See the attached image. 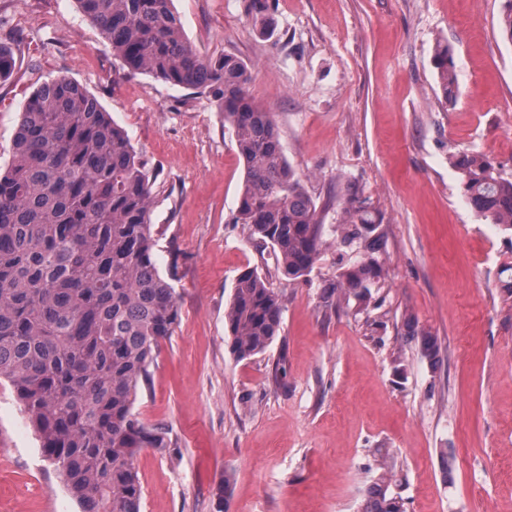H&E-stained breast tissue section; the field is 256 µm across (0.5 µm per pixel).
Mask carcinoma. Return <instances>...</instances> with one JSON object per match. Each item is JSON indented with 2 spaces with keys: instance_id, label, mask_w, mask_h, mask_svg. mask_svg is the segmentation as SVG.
Masks as SVG:
<instances>
[{
  "instance_id": "cac0c4a2",
  "label": "carcinoma",
  "mask_w": 512,
  "mask_h": 512,
  "mask_svg": "<svg viewBox=\"0 0 512 512\" xmlns=\"http://www.w3.org/2000/svg\"><path fill=\"white\" fill-rule=\"evenodd\" d=\"M76 2L130 70L212 94L244 166L237 222L277 253L284 277H307L321 246L317 206L284 154L272 114L248 94L247 63L203 57L173 0ZM499 25L512 43V0H504ZM434 65L451 104L457 79L448 46L437 45ZM14 67L0 44L1 82ZM451 164L472 209L512 230V179L479 151L454 154ZM151 202L149 171L92 95L65 77L31 93L12 163L0 172V380L11 383L82 512H141L134 460L145 448L172 447L169 433L145 425L135 409L180 317L175 288L153 259ZM339 205L336 246L348 259L324 295L365 310L383 275L376 257L383 218L354 192ZM225 318L237 359L261 354L281 331L280 295L245 270ZM412 335L437 366L432 337ZM394 469L393 457L382 455L361 512H407L390 491Z\"/></svg>"
}]
</instances>
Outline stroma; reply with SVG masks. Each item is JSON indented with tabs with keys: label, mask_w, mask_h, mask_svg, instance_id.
<instances>
[{
	"label": "stroma",
	"mask_w": 512,
	"mask_h": 512,
	"mask_svg": "<svg viewBox=\"0 0 512 512\" xmlns=\"http://www.w3.org/2000/svg\"><path fill=\"white\" fill-rule=\"evenodd\" d=\"M503 0H173L205 56L249 66L285 156L316 201L322 246L282 277L237 223L243 163L206 93L129 70L77 0H0V171L31 92L80 84L122 127L152 177L157 267L181 317L136 409L173 447L144 449L142 512H360L380 450L407 512H512V233L466 202L452 152L512 179V44ZM453 51L446 106L434 52ZM355 187L383 217L379 307L324 297L340 266L338 202ZM282 297V329L248 360L225 311L240 273ZM433 336L431 366L406 324ZM454 456L443 473L441 453ZM0 512H81L10 383L0 381Z\"/></svg>",
	"instance_id": "35a3bbf8"
}]
</instances>
